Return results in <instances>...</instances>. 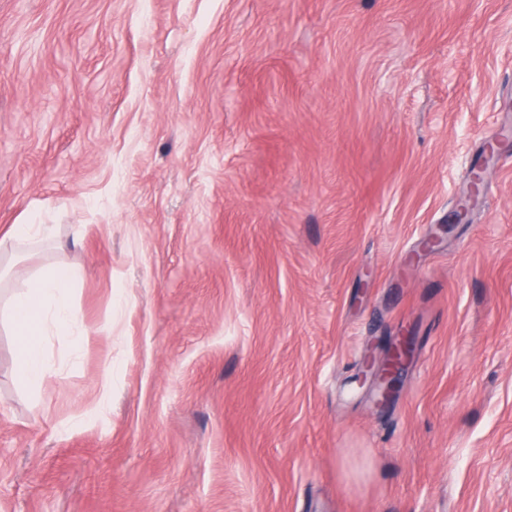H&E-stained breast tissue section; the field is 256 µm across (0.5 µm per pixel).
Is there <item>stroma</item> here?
<instances>
[{"label": "stroma", "mask_w": 512, "mask_h": 512, "mask_svg": "<svg viewBox=\"0 0 512 512\" xmlns=\"http://www.w3.org/2000/svg\"><path fill=\"white\" fill-rule=\"evenodd\" d=\"M503 131L512 0H0V237L90 330L33 393L0 321V512H512ZM26 224H15L8 235L0 239L1 249V281H2V253L8 254L16 244H40L57 240V226L55 224H42L37 217H32ZM398 344L393 343L387 350L386 356L377 372V382H379L380 395L382 401L388 400L391 396L393 399L398 392L399 367L411 352L412 343L408 338H402ZM396 344V345H395ZM391 353V354H390ZM390 354V359L386 364V368L381 374L382 367Z\"/></svg>", "instance_id": "stroma-1"}]
</instances>
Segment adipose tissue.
I'll use <instances>...</instances> for the list:
<instances>
[{"label":"adipose tissue","mask_w":512,"mask_h":512,"mask_svg":"<svg viewBox=\"0 0 512 512\" xmlns=\"http://www.w3.org/2000/svg\"><path fill=\"white\" fill-rule=\"evenodd\" d=\"M78 269L47 266L16 280L5 315L24 341L18 355V380L38 391L50 374L44 348L48 336L65 338L72 356H79L88 331L74 308L69 291Z\"/></svg>","instance_id":"ef3b65f1"}]
</instances>
